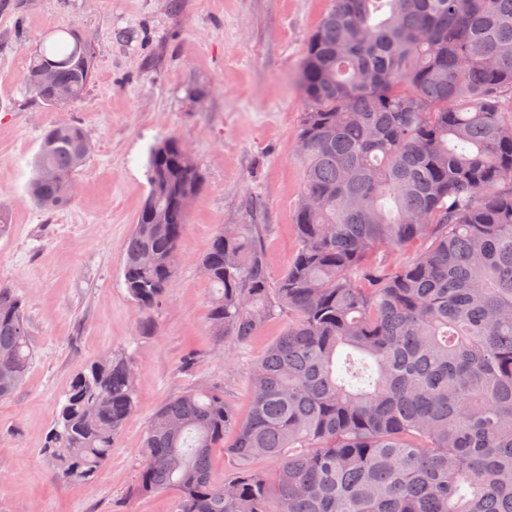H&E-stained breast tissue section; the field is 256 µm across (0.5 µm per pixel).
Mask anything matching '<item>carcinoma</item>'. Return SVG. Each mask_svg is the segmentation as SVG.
Returning a JSON list of instances; mask_svg holds the SVG:
<instances>
[{
    "mask_svg": "<svg viewBox=\"0 0 512 512\" xmlns=\"http://www.w3.org/2000/svg\"><path fill=\"white\" fill-rule=\"evenodd\" d=\"M54 34L25 73L48 110L55 86L73 103L94 72L88 43ZM300 87L287 266L271 276L264 224L224 225L199 259L215 341L242 349L265 323L288 325L250 367L246 419L214 388L161 404L139 490L176 491V512H512V0H332ZM40 140L28 194L54 211L92 145L67 121ZM184 151L176 135L149 148L125 242L143 331L204 186ZM33 359L24 301L0 283V400ZM134 394L124 352L76 372L41 448L57 477L97 474ZM217 448L232 464L221 479Z\"/></svg>",
    "mask_w": 512,
    "mask_h": 512,
    "instance_id": "cac0c4a2",
    "label": "carcinoma"
}]
</instances>
